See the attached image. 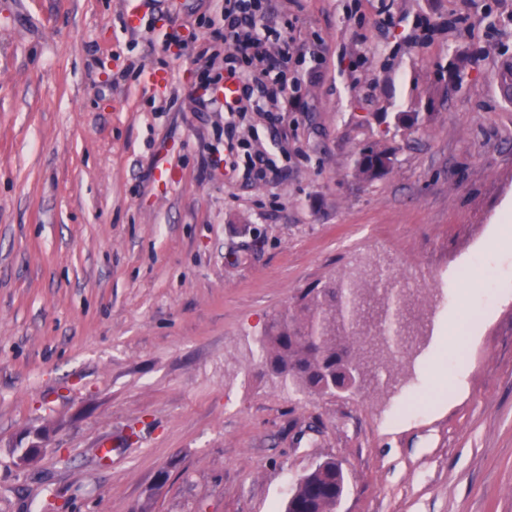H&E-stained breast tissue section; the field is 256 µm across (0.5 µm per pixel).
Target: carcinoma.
Listing matches in <instances>:
<instances>
[{
    "label": "carcinoma",
    "mask_w": 512,
    "mask_h": 512,
    "mask_svg": "<svg viewBox=\"0 0 512 512\" xmlns=\"http://www.w3.org/2000/svg\"><path fill=\"white\" fill-rule=\"evenodd\" d=\"M392 152L378 144L365 145L355 160V173L373 180L389 171ZM381 293L373 301L366 289L355 283L310 290L294 310L275 317L261 340L265 364L279 376L284 388L317 395L336 391L323 376L343 381L344 355L362 372L368 366L357 358L354 344L363 341L375 353L397 354L409 342L405 301L399 291L373 288ZM308 480L296 484L286 504V512H334L336 488L341 478L335 461H325L306 473Z\"/></svg>",
    "instance_id": "carcinoma-1"
}]
</instances>
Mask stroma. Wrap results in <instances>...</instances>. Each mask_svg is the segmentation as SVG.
<instances>
[{
    "mask_svg": "<svg viewBox=\"0 0 512 512\" xmlns=\"http://www.w3.org/2000/svg\"><path fill=\"white\" fill-rule=\"evenodd\" d=\"M162 4L0 0V512H285L329 458L336 512H512V243L484 249L512 210V0H269L300 107L247 112L214 168L228 114L192 92L224 70L221 0ZM258 152L276 174L244 178ZM384 270L420 321L379 385L265 371L275 316ZM392 152L378 144L365 145L355 160V173L364 180H373L389 171Z\"/></svg>",
    "mask_w": 512,
    "mask_h": 512,
    "instance_id": "35a3bbf8",
    "label": "stroma"
}]
</instances>
